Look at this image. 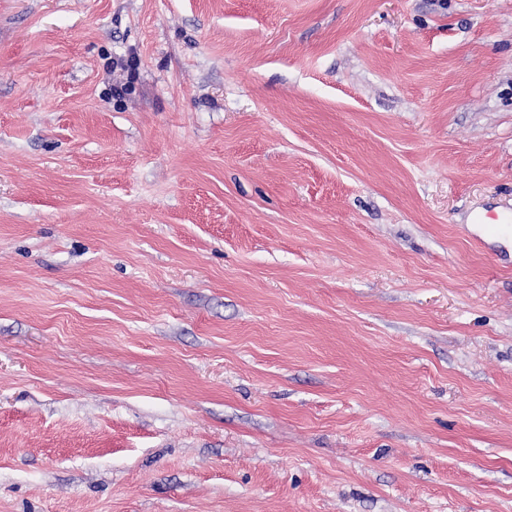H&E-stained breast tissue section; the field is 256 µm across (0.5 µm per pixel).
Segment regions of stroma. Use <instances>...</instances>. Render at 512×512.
<instances>
[{"mask_svg":"<svg viewBox=\"0 0 512 512\" xmlns=\"http://www.w3.org/2000/svg\"><path fill=\"white\" fill-rule=\"evenodd\" d=\"M512 0H0V512H512Z\"/></svg>","mask_w":512,"mask_h":512,"instance_id":"obj_1","label":"stroma"}]
</instances>
